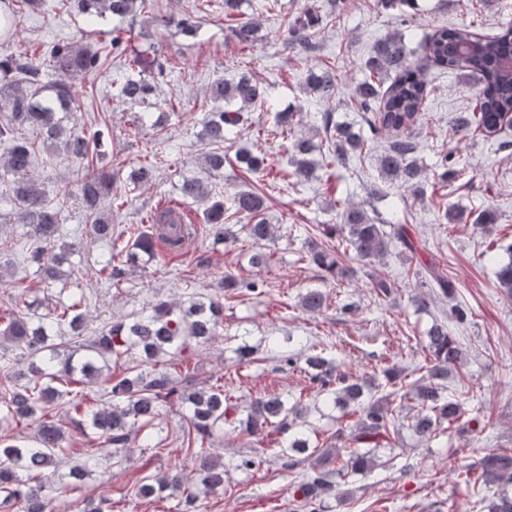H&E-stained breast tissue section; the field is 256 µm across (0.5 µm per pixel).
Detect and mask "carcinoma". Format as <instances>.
<instances>
[{"label": "carcinoma", "instance_id": "cac0c4a2", "mask_svg": "<svg viewBox=\"0 0 512 512\" xmlns=\"http://www.w3.org/2000/svg\"><path fill=\"white\" fill-rule=\"evenodd\" d=\"M3 16L11 22L22 8L38 9L44 0H0ZM149 0H61L93 20L110 16L119 24L104 32L106 39L99 47L76 46L57 42L42 57L25 53L0 59V157L8 173L15 177L10 190L0 195V204L12 207L13 223L23 224V238L29 241L27 260L36 266V275L50 288L63 280V265L72 255L71 245L59 243L64 227L59 213L51 205L45 191L32 179L31 168L36 144L60 149L79 169L84 171L79 183V197L87 220L94 224L97 236L108 246L97 263L96 274L119 282L144 257L152 258L155 246L169 253L180 250L193 227L174 207L157 208L148 217L155 232L133 224L116 232L112 217L129 201L112 196L113 174L105 163L100 135L79 134L63 125L62 112H74L78 105L71 79L100 71L109 57H126L125 75L115 83L117 97L138 106L148 102L158 80L164 78L163 64L157 58L128 51L127 33L137 23L156 26L174 24L187 36H195L198 26L189 18L149 15ZM243 0H195L210 12L224 9V16L235 15ZM127 27H122V24ZM237 43L251 45L258 39V29L249 20L233 28ZM284 40L310 52L315 48L311 22L297 21L288 29ZM429 58L445 73L475 77L480 87L466 113L451 128L452 136L464 138L474 133L490 140L506 126L505 117L512 113V26L492 36H480L466 27H441L426 44ZM410 51L404 38L393 33L382 39L373 54L364 62L366 77L355 85L351 98L360 112L372 117L366 120L370 131L383 132L388 147L380 157L381 175L399 183L414 199L424 195L427 178L418 160L413 157L417 145L410 130L421 124L427 111L430 91L422 72L409 60ZM50 63L56 75L54 96H40L42 68L40 60ZM340 87L336 68L326 65L311 70L307 88L316 98L332 100ZM209 99L213 106L204 124L202 138L213 145L204 157L206 169L224 168L221 148L239 126L249 123L243 110L263 103L264 91L247 75L232 80L219 78L210 84ZM155 111L147 114L157 130L166 128L171 113L153 103ZM325 128H332L324 144L315 146L312 139L296 136L292 142L290 165L294 175L309 179L326 165L333 169L329 177L343 179L350 166L351 155L363 152L368 138L353 125L337 124L333 113L321 115ZM32 132L28 138L22 129ZM321 159H316L315 154ZM237 162L257 172L265 159L246 149L236 153ZM156 166L149 160L140 162L130 176L136 188L153 182ZM183 203L198 202L209 197L205 184L197 178L185 179L180 186ZM112 202L105 208L104 203ZM263 194L239 191L230 198H217L202 213L208 233L217 243H227L233 231L225 224V214L232 210L250 219L247 234L256 243L267 240L272 226L265 223ZM336 248L312 247L300 260L318 267L331 276L340 270V252L352 253L367 266L388 253V234L383 225L375 223L360 204L339 203ZM406 259L413 260L418 243L410 236L407 225L394 227ZM425 275L436 293L452 298L453 283L431 264L417 271ZM496 280L500 291L512 296V258L499 265ZM264 283L243 281L232 275L224 277L227 291L261 294ZM376 296L391 300L399 292L391 279L372 280ZM86 294L78 292L69 303L58 305L50 321L36 324L28 319L35 301L24 293L13 296L9 306L0 307V339L19 343L24 348L18 367H4L0 372V424L23 423L34 427L33 435L22 432L0 435V512H53L51 488L57 472L56 455L62 451L64 429L55 421L52 404L70 397V424L77 428L89 426L100 432L112 446V457L122 460L133 448L132 435L143 434L142 441L151 447L155 437L154 420L159 407L176 398L185 405L188 415L181 427L186 451L199 458L196 470L200 483L207 489L224 485V463L207 454L205 444L224 424L234 425L239 433L281 448L286 466L293 469L301 462L315 458L317 465L293 487L296 512H323L325 504L343 503L338 491L340 481L350 477L366 478L376 468L378 450L390 448L399 434V415L392 408L393 399L412 402L418 408L411 424L413 432L431 440L445 428H453L463 415V405L446 395L448 374L462 365L465 349L448 328L447 322H435L427 333L428 359L421 366L424 374L406 382L396 366L383 360L379 374L369 378L353 377L338 372L326 349H312L306 358L307 374L323 397V405L340 412L338 427L330 439L349 447L336 448L332 454L324 448L310 417H324L320 407L310 408L297 398L291 402L280 396L260 395L241 410L230 392L221 385L197 388L187 380L175 379L170 368L189 363L200 344L217 335L224 317V295H203L192 298L188 305L174 310L160 302L152 314L132 321H114L93 336H83V317L79 308L85 305ZM327 304V296L319 289H310L302 297L308 312H318ZM67 326L77 338L83 339L78 350H68L50 342L54 328ZM128 359L130 376H103L104 367L113 359ZM167 365L162 370L159 364ZM465 482L475 483L485 492L483 512H512V450L485 455L473 465L461 467ZM165 490L181 493L184 512H194L198 494L188 487L181 471L163 476L145 477L134 495L147 498Z\"/></svg>", "mask_w": 512, "mask_h": 512}]
</instances>
